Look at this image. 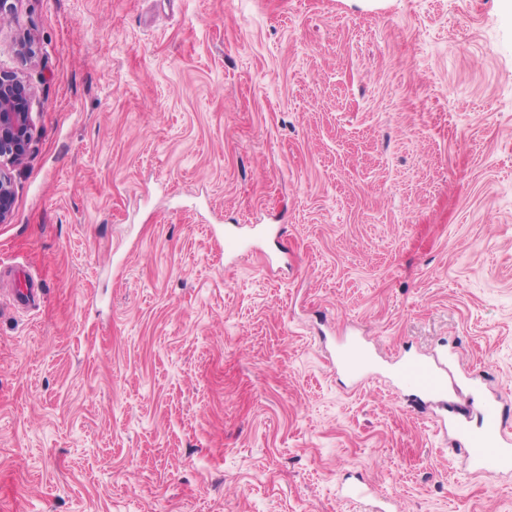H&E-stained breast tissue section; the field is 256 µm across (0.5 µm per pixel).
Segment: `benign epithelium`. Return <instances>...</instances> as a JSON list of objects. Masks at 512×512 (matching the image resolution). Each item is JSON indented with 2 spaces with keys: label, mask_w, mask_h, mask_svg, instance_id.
Here are the masks:
<instances>
[{
  "label": "benign epithelium",
  "mask_w": 512,
  "mask_h": 512,
  "mask_svg": "<svg viewBox=\"0 0 512 512\" xmlns=\"http://www.w3.org/2000/svg\"><path fill=\"white\" fill-rule=\"evenodd\" d=\"M33 90L21 77L0 71V162L22 159L33 142ZM11 178L0 169V223L11 213Z\"/></svg>",
  "instance_id": "obj_1"
}]
</instances>
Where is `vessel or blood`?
Instances as JSON below:
<instances>
[{
  "mask_svg": "<svg viewBox=\"0 0 512 512\" xmlns=\"http://www.w3.org/2000/svg\"><path fill=\"white\" fill-rule=\"evenodd\" d=\"M7 294L12 307H31L34 303L32 279L21 271L11 273ZM396 377L402 386L415 389L428 398L439 399L447 394V380L440 363L406 357L397 365ZM511 422L512 411L495 398L486 402L478 429L466 435L464 452L480 464L485 473L512 470V436L507 433V425Z\"/></svg>",
  "mask_w": 512,
  "mask_h": 512,
  "instance_id": "obj_1",
  "label": "vessel or blood"
}]
</instances>
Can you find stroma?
Segmentation results:
<instances>
[{
	"instance_id": "obj_1",
	"label": "stroma",
	"mask_w": 512,
	"mask_h": 512,
	"mask_svg": "<svg viewBox=\"0 0 512 512\" xmlns=\"http://www.w3.org/2000/svg\"><path fill=\"white\" fill-rule=\"evenodd\" d=\"M1 69L0 512H512L389 373L512 401V0H16ZM33 90L21 77L0 71V223L11 213V178L1 163L22 159L33 142ZM10 270L9 288L1 289V303L3 302V293L7 292L10 305L16 309H26L34 304V288L31 278L26 276L24 272ZM339 367L353 377L361 376L366 366V356L358 347L348 348L339 358ZM396 378L402 386L415 389L430 399L447 395V380L437 361L405 357L396 366Z\"/></svg>"
}]
</instances>
